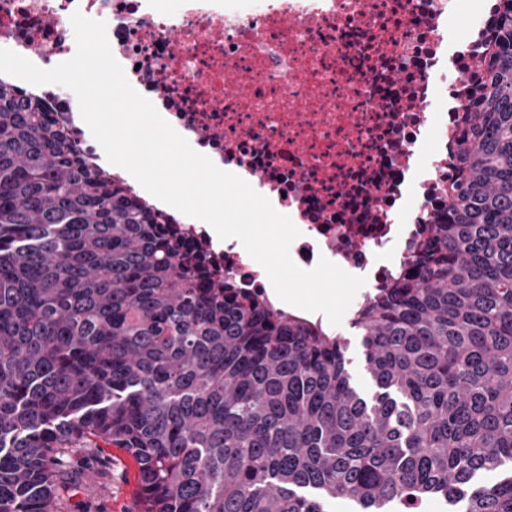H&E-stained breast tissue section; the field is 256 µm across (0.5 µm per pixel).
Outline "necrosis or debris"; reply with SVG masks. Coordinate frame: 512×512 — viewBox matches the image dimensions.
<instances>
[{
    "label": "necrosis or debris",
    "mask_w": 512,
    "mask_h": 512,
    "mask_svg": "<svg viewBox=\"0 0 512 512\" xmlns=\"http://www.w3.org/2000/svg\"><path fill=\"white\" fill-rule=\"evenodd\" d=\"M104 21L130 85L191 147L295 217L300 268L365 277L361 304L402 272L448 206L457 114L480 80L499 0H0V48L40 67L69 55L74 12ZM467 31L457 40V28ZM245 75V93L230 85ZM40 94L92 159L69 93ZM213 267L268 280L237 241L173 218Z\"/></svg>",
    "instance_id": "necrosis-or-debris-1"
}]
</instances>
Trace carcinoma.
Here are the masks:
<instances>
[{"mask_svg": "<svg viewBox=\"0 0 512 512\" xmlns=\"http://www.w3.org/2000/svg\"><path fill=\"white\" fill-rule=\"evenodd\" d=\"M461 117L448 209L346 341L224 279L0 78V512H63L66 456L138 466L137 512H512V0ZM349 319L350 317L347 314V311L344 315L342 324L339 326L332 325L326 318L329 327L347 341V357L350 360L349 369L353 376L354 383L365 396H370L373 390L370 377L365 368L363 348L361 346L359 336L355 335L354 330L350 326Z\"/></svg>", "mask_w": 512, "mask_h": 512, "instance_id": "carcinoma-1", "label": "carcinoma"}]
</instances>
